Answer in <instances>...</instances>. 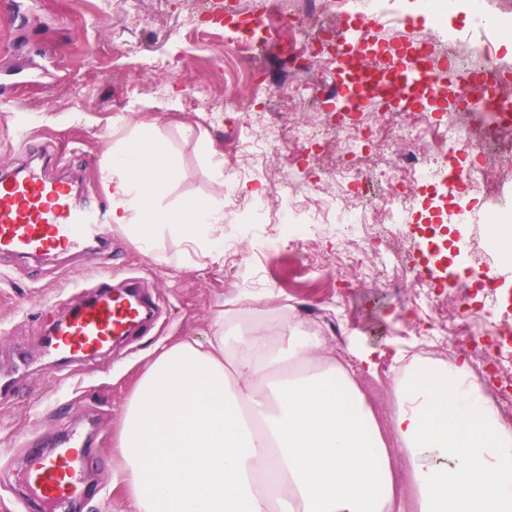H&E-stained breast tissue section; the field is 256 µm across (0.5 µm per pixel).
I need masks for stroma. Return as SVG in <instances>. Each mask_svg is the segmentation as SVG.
I'll return each mask as SVG.
<instances>
[{
	"label": "stroma",
	"instance_id": "obj_1",
	"mask_svg": "<svg viewBox=\"0 0 512 512\" xmlns=\"http://www.w3.org/2000/svg\"><path fill=\"white\" fill-rule=\"evenodd\" d=\"M211 2L0 0L1 93L10 101L9 111H0L1 166L25 161L14 133L28 128L38 145L52 151V171L80 168L84 198L108 207L105 167L113 145L147 130L165 142L177 165L156 200L161 211L217 190L212 152L234 151L241 166L235 201L224 207L239 246L223 265L183 255L166 237L160 246L167 259L157 261L113 226L107 267L115 281L139 278L156 306L157 322L95 360L71 362L61 372L39 355L43 336L77 302L79 285L97 274L94 256L39 265L0 261V374L19 356L32 363L18 391L0 398V512H20V433L49 438L67 427L92 430L96 439L89 466L97 490L72 512H132L112 484L123 404L157 344L205 341L216 313H223L225 326L265 336L300 323L326 337L337 356L351 344L411 352L432 337L411 315L407 296L376 282L371 269L328 275L304 266L303 256L285 243L269 253L252 252L251 225L273 223L295 194L303 201L300 221L311 225L316 253L335 261L336 233L323 219L336 207L329 179L333 160L316 146L287 147L277 126L289 121L332 127L342 119L331 114L328 101L314 100L292 113L278 102L289 86L315 82L323 69L319 60L297 70L284 66L288 53H303V35L259 27L246 57H238L230 29L220 28L207 40L195 33L207 24ZM421 3L398 0L396 12L409 23H387V41L436 36L471 51L477 33L470 12L457 8L428 19L417 13ZM77 108L85 114L79 122L70 118ZM409 195L410 224H442L448 211L461 207L484 226L495 211L493 198L480 193L454 194L442 206L432 186H412Z\"/></svg>",
	"mask_w": 512,
	"mask_h": 512
}]
</instances>
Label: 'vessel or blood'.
Returning <instances> with one entry per match:
<instances>
[{
    "label": "vessel or blood",
    "instance_id": "1",
    "mask_svg": "<svg viewBox=\"0 0 512 512\" xmlns=\"http://www.w3.org/2000/svg\"><path fill=\"white\" fill-rule=\"evenodd\" d=\"M341 27L340 51L369 66L365 48L380 41L378 20L347 19ZM384 51L386 62L396 73L391 85L377 83L362 89L349 77L337 74L333 98L343 115L391 112L419 98L437 112L464 103V87L474 81V74H461L448 62L435 70L419 66L405 57L399 42L385 44ZM76 184V178H53L31 165L0 173V259L43 260L91 251L107 254L112 240L104 211L78 198ZM153 316V304L141 296L138 281L127 279L117 284L111 272H103L66 318L51 329L41 355L93 359L115 337L146 329ZM22 445L28 457L20 480L39 512H66L69 504L86 494L82 475L92 443L83 434L64 435L49 454L40 451L34 434H25Z\"/></svg>",
    "mask_w": 512,
    "mask_h": 512
}]
</instances>
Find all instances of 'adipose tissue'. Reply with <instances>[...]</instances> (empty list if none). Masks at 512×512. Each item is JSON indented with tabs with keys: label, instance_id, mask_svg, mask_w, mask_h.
I'll use <instances>...</instances> for the list:
<instances>
[{
	"label": "adipose tissue",
	"instance_id": "ef3b65f1",
	"mask_svg": "<svg viewBox=\"0 0 512 512\" xmlns=\"http://www.w3.org/2000/svg\"><path fill=\"white\" fill-rule=\"evenodd\" d=\"M175 176L149 132L112 149V220L140 248L162 236L224 261V195L156 198ZM323 337L216 329L154 349L123 412L120 485L133 512H402L392 449L411 469L419 512H512V428L467 365L411 358L393 373L396 411L381 428L353 362L322 355Z\"/></svg>",
	"mask_w": 512,
	"mask_h": 512
}]
</instances>
